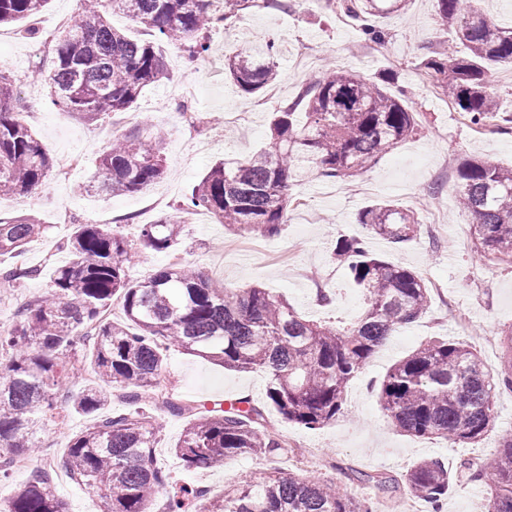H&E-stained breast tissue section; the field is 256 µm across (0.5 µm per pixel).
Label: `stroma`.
Wrapping results in <instances>:
<instances>
[{"instance_id":"stroma-1","label":"stroma","mask_w":512,"mask_h":512,"mask_svg":"<svg viewBox=\"0 0 512 512\" xmlns=\"http://www.w3.org/2000/svg\"><path fill=\"white\" fill-rule=\"evenodd\" d=\"M81 0H51L47 8L26 23L0 26V70L12 73L16 111L36 133L54 166L42 185L21 200H0V216H35L45 225L44 236L31 243L21 261L39 269L38 277L14 285L0 284V329H10L18 306L32 294L48 290L55 267L68 255L58 248L61 238L76 225L98 221L116 224L128 242H137L140 227L173 214L181 201L215 163L247 157L269 142V115L291 100L324 64L354 70L366 77L393 73L408 92V104L420 123L418 135L399 145L376 165L343 185L318 177L296 182L289 221L272 237H242L214 222L204 211H195L184 224L185 243L178 254L144 253L129 271L138 281L167 267L173 258L194 264L228 288L260 285L272 289L309 318L349 322L364 308L362 292L354 288L345 268L331 257V246L340 237L364 238L369 250L392 263L420 272L430 289L429 308L417 322L396 329L350 385L347 412L320 429H305L283 422L266 405V376L260 371L225 369L216 362L187 354L178 347L166 353L161 380L183 398L195 401L247 396L265 408L268 427L278 431L286 448L274 459L236 457L210 467V499H220L227 485L258 471L277 469L281 476L320 477L336 482L351 497H374L372 486L353 481L350 470L380 473L393 478L398 488L393 498L408 501L404 483L411 467L424 458L445 462L450 473L462 464H479L494 452L503 437L512 434V390L500 388L493 398L494 426L479 442L450 446L441 438H418L398 433L391 426L377 396V386L387 370L417 349L429 337L442 335L475 347L486 367H502L501 339L512 330V263L482 261L475 253L474 219L456 205V168L465 158L512 166V133L494 126H476L422 76L423 56L451 41L438 25L435 0H409L406 13L382 20L387 37L367 43L354 23L344 22L337 0H296L293 11L253 9L241 19L214 29L208 38L210 54L225 55L246 40L277 37L280 44V78L271 92L257 96L238 94L225 72L206 73L204 58L190 57L179 46L157 41L117 13L114 26L136 39L157 42L167 75L146 87L133 110L151 117L166 129L167 173L148 190L126 195L83 192L81 184L96 173L99 155L113 137L127 133L129 124L120 115L86 123L52 104L44 79L30 73L52 51L60 36L61 18L78 16ZM194 85L191 103L199 119L195 126L178 125L172 112L177 88ZM243 115L242 124L226 128L228 113ZM77 156L80 167L62 174L64 158ZM443 190L430 202L422 197L433 184ZM381 199L405 208L422 207L417 239L394 245L368 236L358 224L361 208ZM441 249H433L432 240ZM332 294L330 306L316 303L318 290ZM467 318L460 328L459 318ZM88 417L69 415L64 427L44 421L37 430L41 455L31 457L30 467L44 459H57L69 437L88 426ZM186 427L182 417H166L155 443V455L171 478L158 496L166 501L179 485L196 483L200 472L185 469L175 446Z\"/></svg>"}]
</instances>
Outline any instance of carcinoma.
<instances>
[{
    "label": "carcinoma",
    "mask_w": 512,
    "mask_h": 512,
    "mask_svg": "<svg viewBox=\"0 0 512 512\" xmlns=\"http://www.w3.org/2000/svg\"><path fill=\"white\" fill-rule=\"evenodd\" d=\"M95 0L55 42L44 76L54 104L98 122L130 109L144 88L166 75L162 55L151 42L131 39L112 27L116 11L192 56L208 51L205 33L228 25L251 8L290 11L293 0ZM408 0H341V9L361 33L377 42V19L401 14ZM437 16L454 39L445 51L420 62L426 79L465 112L475 125L496 119L490 92L492 67L512 68V25L502 26L474 10L470 0H436ZM48 0H0V25L40 14ZM278 39L243 44L224 58V71L243 95L261 93L278 80ZM387 74L377 80L328 67L321 77L272 113L269 147L241 162H218L194 185L177 214L142 225L132 246L103 224H79L68 238L70 261L57 267L50 290L16 311L9 330H0V475L15 460L40 447L33 427L69 414L94 417L71 436L58 468L103 493L104 512H151L169 484L153 448L159 433L151 410L188 419L176 454L189 468L227 458L264 455L285 448L265 427V408L247 396L212 405L155 396L165 352L178 346L189 354L236 371L265 373L267 405L289 423L306 429L328 425L346 413V391L395 329L418 321L429 305L422 276L371 252L359 238H340L333 257L365 296L352 323L339 326L302 316L286 299L252 286L229 290L205 273L179 264L143 281L129 278L136 255L173 253L181 244L178 213L208 211L218 224L243 235H276L288 222L296 177L315 173L335 182L382 159L418 131L405 94L393 95ZM15 79L0 72V199L30 194L52 168L36 135L14 111ZM163 134L151 124L118 137L99 157L93 182L82 186L118 195L141 192L165 172ZM458 200L476 221V253L512 262V167L475 159L458 167ZM358 223L372 235L404 243L420 235L416 211L389 200L361 209ZM43 231L28 216L0 217V256L19 255ZM38 275L23 264L0 268V282L13 284ZM122 300L124 320L105 322L103 311ZM500 377L473 347L433 337L396 362L378 387L392 425L415 437L450 444L481 440L494 425L493 395L512 389V333L506 335ZM90 358L95 379L62 396L60 380L77 354ZM122 392L128 409L108 408L110 390ZM356 480L385 491V477L354 471ZM457 478L489 488L485 512H512V437L490 454L487 465L463 467ZM448 467L420 460L406 475L407 490L439 512L448 498ZM208 490L183 487L169 512H188ZM4 512H67L53 479L34 469L7 499ZM206 512H375L319 478L249 476Z\"/></svg>",
    "instance_id": "obj_1"
}]
</instances>
